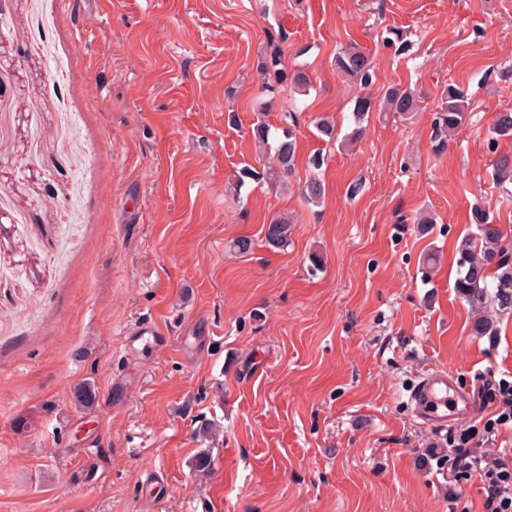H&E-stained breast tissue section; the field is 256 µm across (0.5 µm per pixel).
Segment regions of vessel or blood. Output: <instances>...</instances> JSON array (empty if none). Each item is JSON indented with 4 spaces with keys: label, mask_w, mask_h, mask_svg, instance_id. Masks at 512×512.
Here are the masks:
<instances>
[{
    "label": "vessel or blood",
    "mask_w": 512,
    "mask_h": 512,
    "mask_svg": "<svg viewBox=\"0 0 512 512\" xmlns=\"http://www.w3.org/2000/svg\"><path fill=\"white\" fill-rule=\"evenodd\" d=\"M167 336L158 323L147 321L130 331L128 343L131 348L139 345L159 346L165 344ZM410 398L417 411L431 425L443 426L453 420L456 411L472 412L474 400L470 393L460 389L452 373L438 368L427 374L416 385Z\"/></svg>",
    "instance_id": "1"
}]
</instances>
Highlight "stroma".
Here are the masks:
<instances>
[{
  "instance_id": "1",
  "label": "stroma",
  "mask_w": 512,
  "mask_h": 512,
  "mask_svg": "<svg viewBox=\"0 0 512 512\" xmlns=\"http://www.w3.org/2000/svg\"><path fill=\"white\" fill-rule=\"evenodd\" d=\"M387 29L410 51L383 47ZM281 32L286 69L311 82L293 124L288 91L256 72ZM352 44L373 61L364 88L334 65ZM451 84L470 107L443 143ZM391 86L414 90L417 112L370 113L346 151L317 138L319 118L346 135L355 97ZM510 107L512 0H6L0 512H485L477 475L447 458L493 405L436 428L409 396L436 367L475 399L512 382V314L477 335L454 287L475 203L512 234V185L492 176L512 154L493 117ZM260 119L274 140L293 128L296 171L235 187L266 162ZM317 152L316 205L300 189ZM279 216L292 233L273 249L263 226ZM145 321L167 344L127 351ZM204 421L216 437L196 436ZM148 470L166 494L140 484Z\"/></svg>"
}]
</instances>
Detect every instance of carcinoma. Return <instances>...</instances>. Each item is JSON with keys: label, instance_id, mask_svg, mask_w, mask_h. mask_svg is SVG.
<instances>
[{"label": "carcinoma", "instance_id": "cac0c4a2", "mask_svg": "<svg viewBox=\"0 0 512 512\" xmlns=\"http://www.w3.org/2000/svg\"><path fill=\"white\" fill-rule=\"evenodd\" d=\"M286 36H280V41H270V52L258 61V68L267 74L274 72L277 81L289 80L295 89H305L309 86L306 73L295 70L287 76L282 65L284 49L282 43ZM337 70L345 77L361 85L371 82L373 65L369 57L350 45L341 49L336 55ZM417 107L414 92L410 90L392 89L385 94L380 104H375L370 97L360 96L355 101L353 116L355 122L364 120L373 109L381 112H394L406 117ZM436 125L440 132L451 133L463 125L467 119L469 102L467 94L458 86L450 85L443 89L437 105ZM493 133L500 137H512V108H506L495 115ZM254 136L258 143L273 153V165L265 172L243 168L238 173L237 183L244 179L279 180L294 169L295 142L291 129L283 131V138L276 145L269 143L270 128L260 122L254 127ZM496 181L501 184H512V155H501L493 163ZM304 196L309 203H319L323 195V185L319 178L307 180L303 188ZM474 230L464 236L457 247L458 276L454 288L471 303L490 304L496 307V313H512V241H507L503 231L493 223L490 211L485 205L478 203L472 209ZM291 225L283 218H275L264 225L265 243L272 248H280L288 242Z\"/></svg>", "mask_w": 512, "mask_h": 512}]
</instances>
